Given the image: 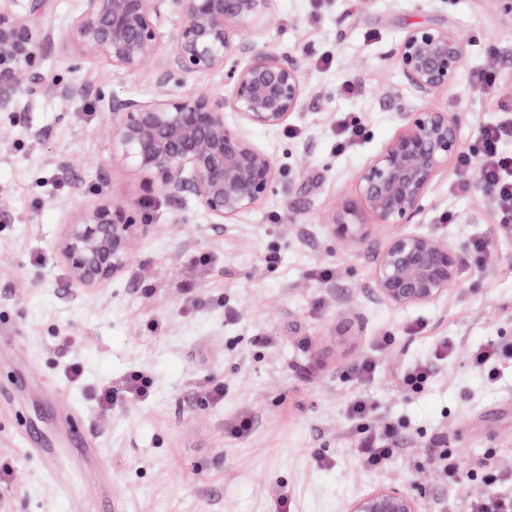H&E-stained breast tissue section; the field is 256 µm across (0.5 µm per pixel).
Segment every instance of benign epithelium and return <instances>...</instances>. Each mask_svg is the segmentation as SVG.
I'll list each match as a JSON object with an SVG mask.
<instances>
[{
    "mask_svg": "<svg viewBox=\"0 0 512 512\" xmlns=\"http://www.w3.org/2000/svg\"><path fill=\"white\" fill-rule=\"evenodd\" d=\"M43 0L0 9V110L19 96L48 87L36 66L54 40L39 11ZM276 0H82L69 33L77 51L105 58L118 74L134 73L153 59L159 22L181 17L173 49L147 101L114 100L108 133L149 188L179 198L194 196L218 224L250 210L272 192V158L224 122V109L250 126L277 129L300 107L305 95L298 62L260 47L254 35ZM406 78L422 97L452 84L466 61V45L452 29L416 27L398 46ZM224 72L229 95H177L166 84L174 77ZM461 152L459 121L425 106L405 113L404 124L359 175L364 209L390 229L377 255L376 294L396 308L435 303L459 284L460 256L447 241L405 229L439 170ZM137 217L103 201L71 223L60 248L78 288H92L131 265ZM342 239L364 237L365 224L347 207L331 223ZM347 512H421L409 490L382 485L352 500Z\"/></svg>",
    "mask_w": 512,
    "mask_h": 512,
    "instance_id": "obj_1",
    "label": "benign epithelium"
}]
</instances>
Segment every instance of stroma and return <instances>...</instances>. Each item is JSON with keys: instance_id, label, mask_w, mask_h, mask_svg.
Segmentation results:
<instances>
[{"instance_id": "obj_1", "label": "stroma", "mask_w": 512, "mask_h": 512, "mask_svg": "<svg viewBox=\"0 0 512 512\" xmlns=\"http://www.w3.org/2000/svg\"><path fill=\"white\" fill-rule=\"evenodd\" d=\"M80 2L45 0L56 38L38 65L51 89L0 112V512H99L107 499L123 512H276L283 493L291 512H345L382 484L411 489L423 512H468L490 478L512 490V365L488 381L469 360L470 350L512 344V232L498 230L491 195L458 192L453 163L435 178L417 229L461 260L459 286L431 305L376 297L388 230L369 213L364 242L329 229L343 207H360L359 173L404 112L459 113L462 149L474 155L479 128L512 116L472 86L491 64L512 91V12L501 0H277L255 41L298 60L306 95L275 130L225 112L273 158L277 182L215 224L192 196L147 191L114 159L107 132L112 100L152 98L180 17L162 20L151 62L118 75L62 40ZM419 25L451 28L467 48L455 84L427 98L397 57ZM347 81L355 93H342ZM351 122L361 133L342 143ZM105 199L147 224L132 268L79 292L58 244ZM478 239L491 243L479 262ZM367 360L375 371L362 381ZM418 364L433 376L415 387L405 376ZM135 373L140 394L128 387ZM108 387L117 398L105 404ZM357 394L394 430L398 452L380 470L355 454L347 405ZM244 418L251 430L233 435ZM451 461L463 486L448 483ZM49 465L69 496L44 478Z\"/></svg>"}]
</instances>
